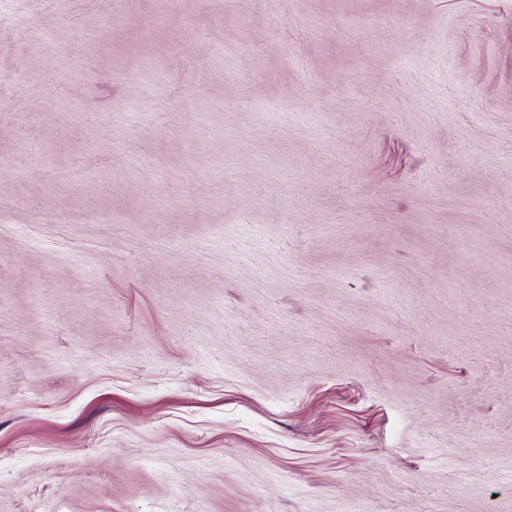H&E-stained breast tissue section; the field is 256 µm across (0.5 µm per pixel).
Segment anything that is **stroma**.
Here are the masks:
<instances>
[{"label": "stroma", "instance_id": "stroma-1", "mask_svg": "<svg viewBox=\"0 0 512 512\" xmlns=\"http://www.w3.org/2000/svg\"><path fill=\"white\" fill-rule=\"evenodd\" d=\"M0 512H512V0H0Z\"/></svg>", "mask_w": 512, "mask_h": 512}]
</instances>
